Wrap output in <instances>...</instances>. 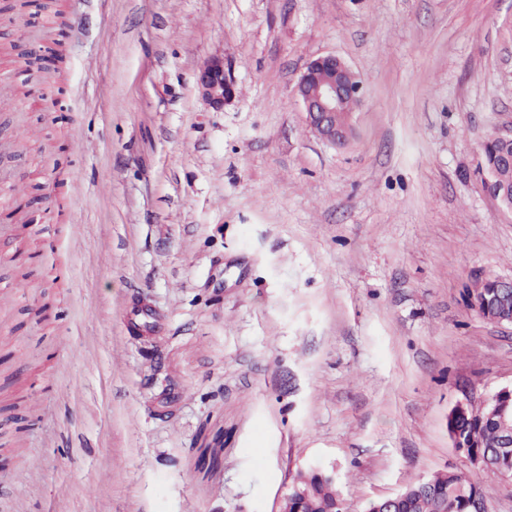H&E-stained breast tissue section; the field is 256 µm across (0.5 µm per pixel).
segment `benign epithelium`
<instances>
[{"mask_svg":"<svg viewBox=\"0 0 512 512\" xmlns=\"http://www.w3.org/2000/svg\"><path fill=\"white\" fill-rule=\"evenodd\" d=\"M200 86L215 105H224L236 95L235 84L219 61L204 66ZM295 94L310 127L321 139L334 145L346 143L347 129L336 126V114L347 111L349 101L361 102L362 84L342 58L330 54L308 62L295 85Z\"/></svg>","mask_w":512,"mask_h":512,"instance_id":"obj_1","label":"benign epithelium"}]
</instances>
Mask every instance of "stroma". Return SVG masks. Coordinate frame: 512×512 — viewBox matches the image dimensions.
I'll use <instances>...</instances> for the list:
<instances>
[{
	"instance_id": "1",
	"label": "stroma",
	"mask_w": 512,
	"mask_h": 512,
	"mask_svg": "<svg viewBox=\"0 0 512 512\" xmlns=\"http://www.w3.org/2000/svg\"><path fill=\"white\" fill-rule=\"evenodd\" d=\"M46 2L0 0V512H281L307 466L362 512L466 469L449 411L512 384L466 299L512 279L477 172L512 0ZM327 54L363 85L343 146L294 92ZM199 81L204 96L215 105H224L235 98V84L225 73L222 62L207 63L201 71Z\"/></svg>"
}]
</instances>
